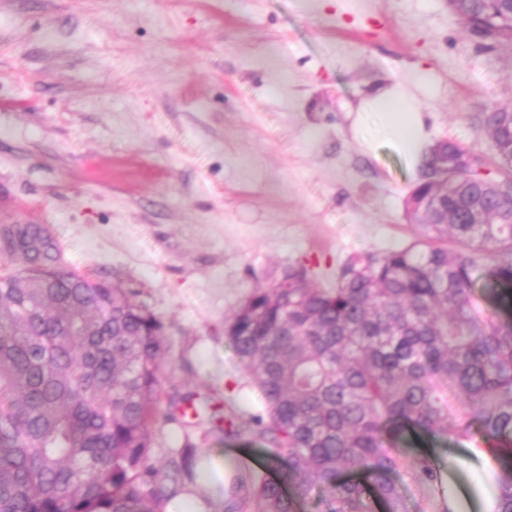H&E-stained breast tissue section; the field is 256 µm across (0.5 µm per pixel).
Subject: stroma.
<instances>
[{"instance_id":"35a3bbf8","label":"stroma","mask_w":512,"mask_h":512,"mask_svg":"<svg viewBox=\"0 0 512 512\" xmlns=\"http://www.w3.org/2000/svg\"><path fill=\"white\" fill-rule=\"evenodd\" d=\"M404 85L431 142L492 165L478 113L512 107V49L482 52L444 0H0V226L41 224L66 271L130 289L163 324L164 391L258 414L224 329L288 268L336 285L354 254L422 238L412 160L368 103ZM155 462L206 475L168 502L223 512L261 442L158 419ZM482 512L484 458L410 435Z\"/></svg>"}]
</instances>
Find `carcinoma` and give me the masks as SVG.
I'll return each instance as SVG.
<instances>
[{
    "mask_svg": "<svg viewBox=\"0 0 512 512\" xmlns=\"http://www.w3.org/2000/svg\"><path fill=\"white\" fill-rule=\"evenodd\" d=\"M512 27L508 0H473L467 28L486 50L489 13ZM494 107L480 128L498 135L500 175L420 167L421 199L439 185L426 239L382 255H356L336 287L302 288L290 268L256 288L225 327L264 413L238 422L226 403L213 417L228 438L268 445L279 480L240 469L223 487L225 512H296L284 492L329 512H407L408 479L421 512H452L453 494L427 455L399 447L409 430L453 437L499 464L494 512H512V131ZM486 213L497 224H478ZM448 223H442V220ZM12 235L36 274L0 278V512H162L196 480L194 449L151 462L150 429L190 395L164 394L167 347L160 319L128 289L53 270L57 246L40 224ZM500 288L490 309L475 281ZM350 468L365 482H341Z\"/></svg>",
    "mask_w": 512,
    "mask_h": 512,
    "instance_id": "cac0c4a2",
    "label": "carcinoma"
}]
</instances>
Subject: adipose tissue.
<instances>
[{
    "instance_id": "adipose-tissue-1",
    "label": "adipose tissue",
    "mask_w": 512,
    "mask_h": 512,
    "mask_svg": "<svg viewBox=\"0 0 512 512\" xmlns=\"http://www.w3.org/2000/svg\"><path fill=\"white\" fill-rule=\"evenodd\" d=\"M373 105L387 116L391 133L401 149L411 156L413 162H420L427 147V134L423 114L417 104L395 86L375 95Z\"/></svg>"
}]
</instances>
